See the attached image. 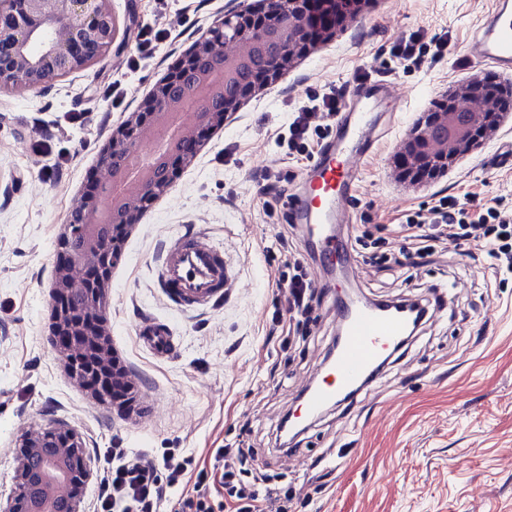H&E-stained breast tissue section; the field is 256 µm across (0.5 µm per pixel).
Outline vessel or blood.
<instances>
[{"label": "vessel or blood", "instance_id": "1", "mask_svg": "<svg viewBox=\"0 0 512 512\" xmlns=\"http://www.w3.org/2000/svg\"><path fill=\"white\" fill-rule=\"evenodd\" d=\"M469 51L481 62L512 68V0H494ZM390 96L387 83L369 78L352 101L343 104L333 135L303 175L289 209L291 223L308 225L326 257L336 253L331 224L349 221V198L358 163L372 142L373 112ZM159 277L178 301L191 304L209 303L231 285L220 251L201 235L180 238L167 246ZM336 324L343 330L342 346L333 365L323 367L316 390L302 404V414H313L346 392L391 353L408 328L406 314L395 308L383 313L364 307L353 311L340 308Z\"/></svg>", "mask_w": 512, "mask_h": 512}]
</instances>
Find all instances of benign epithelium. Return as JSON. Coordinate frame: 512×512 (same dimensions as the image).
<instances>
[{
    "label": "benign epithelium",
    "instance_id": "1",
    "mask_svg": "<svg viewBox=\"0 0 512 512\" xmlns=\"http://www.w3.org/2000/svg\"><path fill=\"white\" fill-rule=\"evenodd\" d=\"M224 15L175 61L137 111L98 152L103 182L90 176L58 240L49 342L78 383L123 409L134 384L116 355L108 327L112 269L144 214L224 120L257 89L320 41L336 35L367 0H288L284 17L273 0ZM117 27L112 0H0V91L44 90L87 70L112 50ZM512 84L482 78L444 94L402 141L396 173L422 183L448 172L502 121ZM173 136L169 147L132 175L141 145ZM80 475L91 476L82 437L51 425L26 435L16 455L13 486L0 512H85Z\"/></svg>",
    "mask_w": 512,
    "mask_h": 512
}]
</instances>
